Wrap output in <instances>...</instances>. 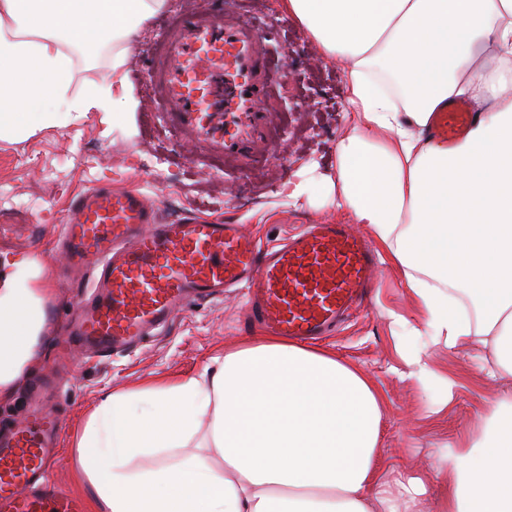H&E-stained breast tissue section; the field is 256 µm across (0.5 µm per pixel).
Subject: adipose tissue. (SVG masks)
I'll list each match as a JSON object with an SVG mask.
<instances>
[{
	"instance_id": "1",
	"label": "adipose tissue",
	"mask_w": 512,
	"mask_h": 512,
	"mask_svg": "<svg viewBox=\"0 0 512 512\" xmlns=\"http://www.w3.org/2000/svg\"><path fill=\"white\" fill-rule=\"evenodd\" d=\"M166 0H0V137L67 111L128 123L140 102L130 35ZM323 60L342 63L351 119L336 143V207L402 271L422 313L411 335L491 347L512 376V0H281ZM112 49L107 79L68 97L73 59ZM477 113L450 146L433 112ZM0 272V397L34 363L43 267ZM379 397L327 350L271 337L197 377L107 397L77 442L100 512H419L416 476L388 492ZM438 512H512V393L456 439Z\"/></svg>"
}]
</instances>
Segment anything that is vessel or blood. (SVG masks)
I'll return each mask as SVG.
<instances>
[{
    "label": "vessel or blood",
    "mask_w": 512,
    "mask_h": 512,
    "mask_svg": "<svg viewBox=\"0 0 512 512\" xmlns=\"http://www.w3.org/2000/svg\"><path fill=\"white\" fill-rule=\"evenodd\" d=\"M160 46L162 62L148 80L162 97L165 123L246 173L272 148L263 103L280 77L260 27L204 2L164 26ZM474 119L457 102L435 113L432 132L451 143ZM60 243L70 267L93 270L87 296L63 325L65 344L101 353L131 346L187 304L228 288L247 289L252 323L317 339L365 302L379 270L368 241L348 224H309L265 249L240 224L195 214L160 222L144 193L108 183L72 202ZM60 392L58 380L46 379L23 418L0 434V512H86L81 497L47 478L64 427L53 406Z\"/></svg>",
    "instance_id": "b4317fda"
}]
</instances>
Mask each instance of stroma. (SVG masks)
Segmentation results:
<instances>
[{
  "mask_svg": "<svg viewBox=\"0 0 512 512\" xmlns=\"http://www.w3.org/2000/svg\"><path fill=\"white\" fill-rule=\"evenodd\" d=\"M269 37V52L284 76L271 102L270 138L286 143L278 155H259L242 177L220 159H205L166 128L160 101L145 87L147 70L159 52L156 24L197 0H167L158 18L146 21L130 38L127 71L140 101L132 127L113 126L105 112H63L55 124L37 128L17 140L0 138V211L15 214L0 224V265L21 257L43 264L44 306L54 309L46 319L35 366L14 393L0 398V419L22 416L26 393L34 380L55 378L63 385L58 402L66 414L61 455L53 483L88 499L87 512H99L82 477L76 454L79 433L102 399L109 394L203 372L225 349L263 340L260 331L246 332V300L230 292L211 302H197L176 316L169 328L153 333L137 347L109 357L87 358L82 351L60 348V321L67 305L82 295V274L69 269L55 242L77 190L101 181L135 187L153 198L162 218L195 213L217 221L245 225L262 245L271 246L317 221L349 223L321 191L311 199L293 201L285 191L298 176H335L337 140L350 127L344 71L323 61L280 0H241ZM69 96L82 95L102 84L112 65V50L87 61L74 55ZM399 314L420 324L417 303L400 273L382 264L369 306L354 312L344 327L321 346L360 368L382 401V436L377 450L389 477L419 473L436 487L437 473L455 434L478 421L485 402L496 397L500 384L485 370L494 361L490 350L473 346L448 348L428 337L406 336L391 320ZM419 353L431 375L411 376L406 354ZM455 384L445 400L443 380Z\"/></svg>",
  "mask_w": 512,
  "mask_h": 512,
  "instance_id": "35a3bbf8",
  "label": "stroma"
}]
</instances>
